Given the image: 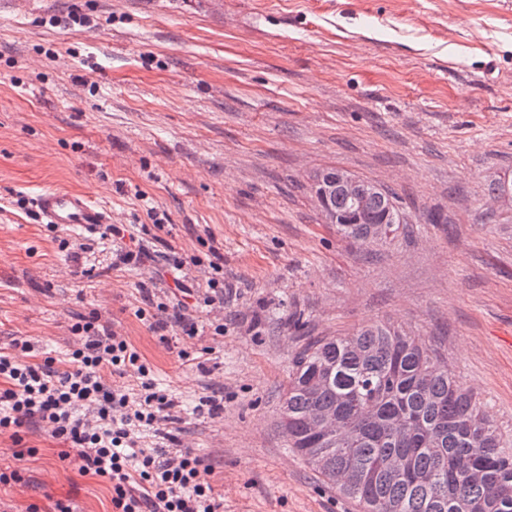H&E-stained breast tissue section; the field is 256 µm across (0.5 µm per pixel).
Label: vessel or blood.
<instances>
[{"mask_svg":"<svg viewBox=\"0 0 512 512\" xmlns=\"http://www.w3.org/2000/svg\"><path fill=\"white\" fill-rule=\"evenodd\" d=\"M35 206L45 223L59 229L78 228L89 235L112 221L109 211L84 193L47 189L37 196Z\"/></svg>","mask_w":512,"mask_h":512,"instance_id":"b4317fda","label":"vessel or blood"}]
</instances>
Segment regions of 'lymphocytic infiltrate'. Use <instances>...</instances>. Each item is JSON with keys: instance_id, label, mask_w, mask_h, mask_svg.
I'll return each mask as SVG.
<instances>
[{"instance_id": "f902f5d3", "label": "lymphocytic infiltrate", "mask_w": 512, "mask_h": 512, "mask_svg": "<svg viewBox=\"0 0 512 512\" xmlns=\"http://www.w3.org/2000/svg\"><path fill=\"white\" fill-rule=\"evenodd\" d=\"M70 331L78 345L63 361H28L25 338L0 347V433L17 442L16 460L35 456L20 432L36 425L64 444L61 459H73L80 475L108 480L112 512H224L203 457L144 446L146 435L168 438L175 403L133 345L96 316L79 317ZM130 372L136 387L105 380Z\"/></svg>"}]
</instances>
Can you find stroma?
I'll use <instances>...</instances> for the list:
<instances>
[{
	"label": "stroma",
	"instance_id": "1",
	"mask_svg": "<svg viewBox=\"0 0 512 512\" xmlns=\"http://www.w3.org/2000/svg\"><path fill=\"white\" fill-rule=\"evenodd\" d=\"M326 167L396 194L394 237L366 249L325 223L310 177ZM504 177L512 0H0V346L62 359L76 316L100 315L172 394L168 429L213 466L224 512H360L286 448L278 414L305 346L365 325L425 341L512 440V200L488 196ZM48 188L93 196L141 264L42 224L30 200ZM64 240L88 248L74 261ZM218 255L224 304L194 311L197 336L136 317L142 288L176 303L174 278L205 289ZM219 388L223 414L199 413ZM22 437L37 454L18 461L0 434V470L23 477L0 512H112L62 443Z\"/></svg>",
	"mask_w": 512,
	"mask_h": 512
}]
</instances>
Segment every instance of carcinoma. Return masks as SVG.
Listing matches in <instances>:
<instances>
[{
  "label": "carcinoma",
  "instance_id": "carcinoma-1",
  "mask_svg": "<svg viewBox=\"0 0 512 512\" xmlns=\"http://www.w3.org/2000/svg\"><path fill=\"white\" fill-rule=\"evenodd\" d=\"M393 193L336 194V231L363 247L399 229ZM388 223H382V220ZM287 445L363 512H512V447L425 343L385 324L316 341L283 395ZM324 412L336 431L316 432Z\"/></svg>",
  "mask_w": 512,
  "mask_h": 512
}]
</instances>
